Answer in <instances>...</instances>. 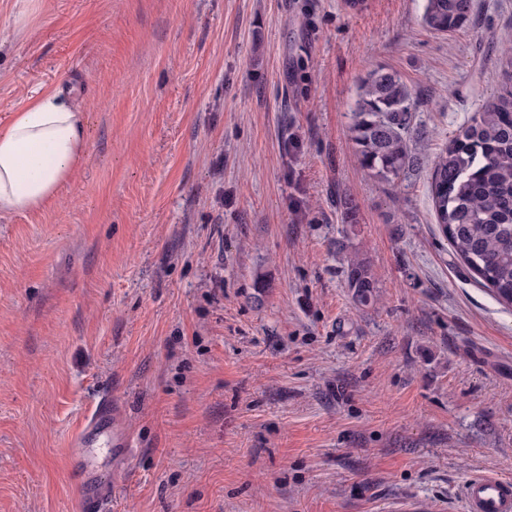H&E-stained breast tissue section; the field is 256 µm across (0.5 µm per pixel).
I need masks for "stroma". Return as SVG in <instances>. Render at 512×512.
<instances>
[{"label": "stroma", "mask_w": 512, "mask_h": 512, "mask_svg": "<svg viewBox=\"0 0 512 512\" xmlns=\"http://www.w3.org/2000/svg\"><path fill=\"white\" fill-rule=\"evenodd\" d=\"M474 4L442 35L427 0H0V123L61 84L89 120L57 201L0 217V512H75L66 449L103 397L133 437L97 459L112 512H438L512 476V307L428 180L512 75V0ZM380 68L414 100L390 184L349 132ZM344 275L354 302L362 307L373 305L377 297V285L369 266L358 259L350 260Z\"/></svg>", "instance_id": "obj_1"}]
</instances>
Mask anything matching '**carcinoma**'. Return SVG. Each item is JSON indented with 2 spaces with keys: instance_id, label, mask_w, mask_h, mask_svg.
I'll use <instances>...</instances> for the list:
<instances>
[{
  "instance_id": "carcinoma-1",
  "label": "carcinoma",
  "mask_w": 512,
  "mask_h": 512,
  "mask_svg": "<svg viewBox=\"0 0 512 512\" xmlns=\"http://www.w3.org/2000/svg\"><path fill=\"white\" fill-rule=\"evenodd\" d=\"M474 0H428L427 27L442 33L469 22ZM412 97L395 73L374 71L350 126L359 164L383 182L417 168L409 149ZM436 223L463 269L499 302L512 306V85L473 113L436 156L430 175ZM354 302L368 307L377 285L369 266L348 262Z\"/></svg>"
}]
</instances>
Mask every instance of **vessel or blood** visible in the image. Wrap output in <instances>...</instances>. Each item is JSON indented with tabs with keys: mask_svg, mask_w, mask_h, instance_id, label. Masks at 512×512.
Wrapping results in <instances>:
<instances>
[{
	"mask_svg": "<svg viewBox=\"0 0 512 512\" xmlns=\"http://www.w3.org/2000/svg\"><path fill=\"white\" fill-rule=\"evenodd\" d=\"M132 445L133 439L121 421L118 407L111 399H99L71 437L67 450L70 470L75 473L88 468L90 448H102L118 460L130 453ZM115 483V478L107 477L95 493L80 494L78 512H108ZM459 498L460 512H512V478L472 475L464 482Z\"/></svg>",
	"mask_w": 512,
	"mask_h": 512,
	"instance_id": "vessel-or-blood-1",
	"label": "vessel or blood"
}]
</instances>
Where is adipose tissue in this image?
<instances>
[{"label":"adipose tissue","mask_w":512,"mask_h":512,"mask_svg":"<svg viewBox=\"0 0 512 512\" xmlns=\"http://www.w3.org/2000/svg\"><path fill=\"white\" fill-rule=\"evenodd\" d=\"M78 100L73 87L42 90L0 125V216L44 210L76 175L88 137Z\"/></svg>","instance_id":"obj_1"}]
</instances>
